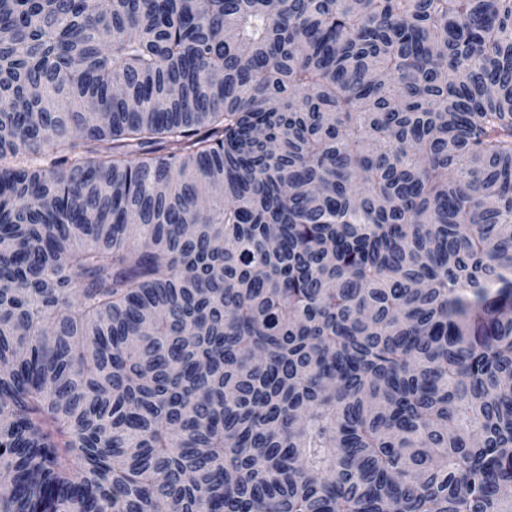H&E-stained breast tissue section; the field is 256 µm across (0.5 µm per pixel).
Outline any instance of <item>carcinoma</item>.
Segmentation results:
<instances>
[{
    "label": "carcinoma",
    "mask_w": 512,
    "mask_h": 512,
    "mask_svg": "<svg viewBox=\"0 0 512 512\" xmlns=\"http://www.w3.org/2000/svg\"><path fill=\"white\" fill-rule=\"evenodd\" d=\"M0 512H512V0H0Z\"/></svg>",
    "instance_id": "cac0c4a2"
}]
</instances>
